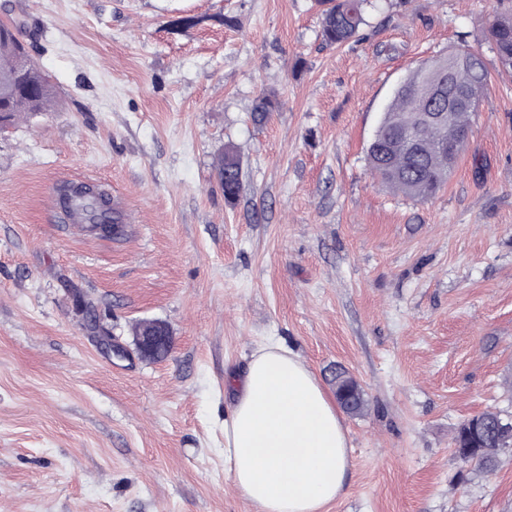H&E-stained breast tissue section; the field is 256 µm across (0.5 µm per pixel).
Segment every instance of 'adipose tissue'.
<instances>
[{
  "label": "adipose tissue",
  "mask_w": 512,
  "mask_h": 512,
  "mask_svg": "<svg viewBox=\"0 0 512 512\" xmlns=\"http://www.w3.org/2000/svg\"><path fill=\"white\" fill-rule=\"evenodd\" d=\"M348 439L313 372L284 345L254 353L224 420V459L258 512H324L343 493Z\"/></svg>",
  "instance_id": "1"
}]
</instances>
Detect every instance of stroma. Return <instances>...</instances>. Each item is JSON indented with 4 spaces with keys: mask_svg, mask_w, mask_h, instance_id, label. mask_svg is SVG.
Masks as SVG:
<instances>
[{
    "mask_svg": "<svg viewBox=\"0 0 512 512\" xmlns=\"http://www.w3.org/2000/svg\"><path fill=\"white\" fill-rule=\"evenodd\" d=\"M320 0H0L27 21L53 111L0 132V512H256L224 460L232 384L272 341L335 399L350 468L325 512H512L451 438L512 413V72L485 39L512 0H379L359 39ZM463 46L490 81L447 185L386 188L367 148L398 82ZM279 106L252 120L261 94ZM244 191L225 200L215 155ZM110 185L122 235L53 215ZM126 347L106 354L85 303ZM171 331L141 358L132 329ZM215 170L227 201L237 200L243 192L240 160L232 148L227 147L216 158Z\"/></svg>",
    "mask_w": 512,
    "mask_h": 512,
    "instance_id": "1",
    "label": "stroma"
}]
</instances>
